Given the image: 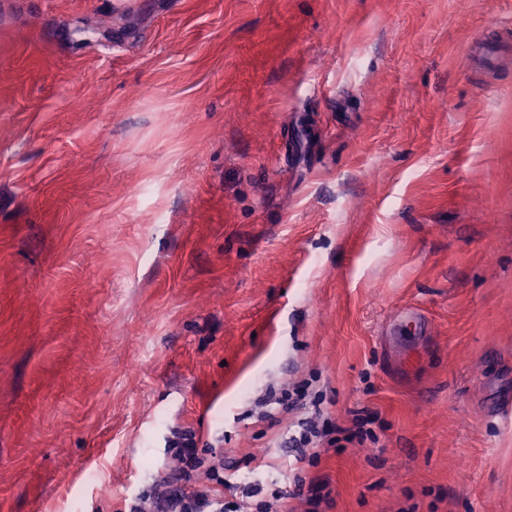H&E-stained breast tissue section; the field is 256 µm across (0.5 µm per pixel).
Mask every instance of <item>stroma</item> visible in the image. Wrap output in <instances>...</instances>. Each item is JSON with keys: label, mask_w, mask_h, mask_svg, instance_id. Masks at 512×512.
Returning <instances> with one entry per match:
<instances>
[{"label": "stroma", "mask_w": 512, "mask_h": 512, "mask_svg": "<svg viewBox=\"0 0 512 512\" xmlns=\"http://www.w3.org/2000/svg\"><path fill=\"white\" fill-rule=\"evenodd\" d=\"M313 375L379 415L321 512H512V0H0V512L177 431L302 512L255 400ZM500 51L487 43L478 42L470 47L471 58L477 68L492 69L495 67Z\"/></svg>", "instance_id": "1"}]
</instances>
